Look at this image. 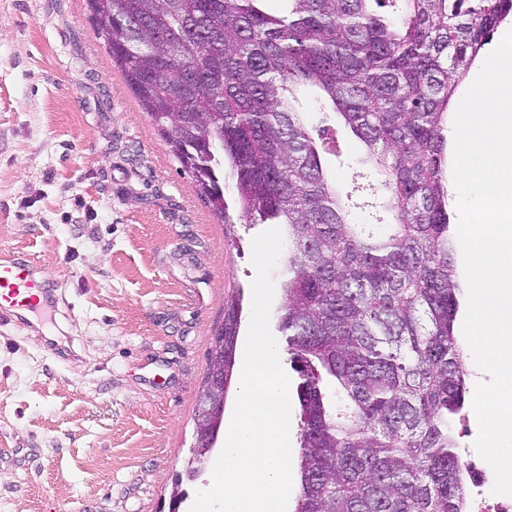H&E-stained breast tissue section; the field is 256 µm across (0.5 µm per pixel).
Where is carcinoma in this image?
Segmentation results:
<instances>
[{"mask_svg":"<svg viewBox=\"0 0 512 512\" xmlns=\"http://www.w3.org/2000/svg\"><path fill=\"white\" fill-rule=\"evenodd\" d=\"M197 195L226 227H287L279 310L296 395L294 512H467L468 396L448 202L450 100L512 0H87ZM366 149L341 197L297 89ZM234 176L235 208L224 195ZM239 303L225 307L233 371Z\"/></svg>","mask_w":512,"mask_h":512,"instance_id":"cac0c4a2","label":"carcinoma"}]
</instances>
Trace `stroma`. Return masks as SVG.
<instances>
[{
	"instance_id": "obj_1",
	"label": "stroma",
	"mask_w": 512,
	"mask_h": 512,
	"mask_svg": "<svg viewBox=\"0 0 512 512\" xmlns=\"http://www.w3.org/2000/svg\"><path fill=\"white\" fill-rule=\"evenodd\" d=\"M358 153L337 126L340 193L364 181ZM262 230L227 242L86 0H0V257L61 299L0 324V512H158L231 296L250 323Z\"/></svg>"
}]
</instances>
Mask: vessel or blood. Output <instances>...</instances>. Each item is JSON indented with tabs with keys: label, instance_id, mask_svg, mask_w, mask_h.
<instances>
[{
	"label": "vessel or blood",
	"instance_id": "b4317fda",
	"mask_svg": "<svg viewBox=\"0 0 512 512\" xmlns=\"http://www.w3.org/2000/svg\"><path fill=\"white\" fill-rule=\"evenodd\" d=\"M38 269L19 257L0 258V321L28 325L36 313L38 293L47 288Z\"/></svg>",
	"mask_w": 512,
	"mask_h": 512
}]
</instances>
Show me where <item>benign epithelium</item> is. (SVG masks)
Wrapping results in <instances>:
<instances>
[{"label":"benign epithelium","mask_w":512,"mask_h":512,"mask_svg":"<svg viewBox=\"0 0 512 512\" xmlns=\"http://www.w3.org/2000/svg\"><path fill=\"white\" fill-rule=\"evenodd\" d=\"M229 381L224 379V371H217L205 378L200 392V416L196 421L194 439H204L207 447L204 449L190 448L185 476H177L173 482L169 497L168 512H179L180 505L186 498L183 480L194 481L204 471L214 448L219 440L220 428L224 420V407L227 398Z\"/></svg>","instance_id":"7a95c632"}]
</instances>
